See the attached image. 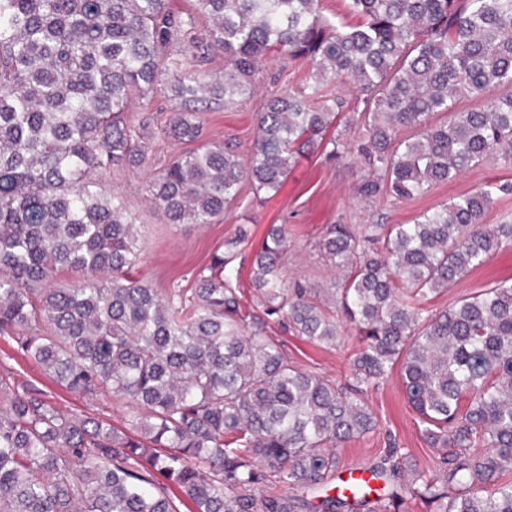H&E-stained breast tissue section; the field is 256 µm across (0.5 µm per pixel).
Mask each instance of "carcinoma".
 Returning <instances> with one entry per match:
<instances>
[{"instance_id":"carcinoma-1","label":"carcinoma","mask_w":512,"mask_h":512,"mask_svg":"<svg viewBox=\"0 0 512 512\" xmlns=\"http://www.w3.org/2000/svg\"><path fill=\"white\" fill-rule=\"evenodd\" d=\"M194 2L182 16L168 0H0V337L63 390L129 408L121 428L71 414L0 366V512H179L173 487L192 512H391L407 496L430 512H512V279L429 307L512 246L511 215L483 223L509 187L489 179L411 224L329 225V304L286 283L288 236L271 226L254 304L315 344L341 341V316L359 341L348 390L246 322L237 241L193 288L135 278L137 225L98 180L147 164L168 223L212 224L244 182L277 192L319 148L367 168L361 196L398 202L484 161L512 165V92L496 94L512 88V0H346L354 23L325 19L322 0ZM213 54L224 70L207 74ZM270 55L308 61L311 76L270 94L247 158L212 142L151 161L132 99L168 90L180 111L163 134L192 144L199 106L250 98ZM468 97L483 106L459 110ZM394 374L432 465L389 495L367 480L330 494L342 444L378 424L357 394ZM403 458L386 449L371 478ZM276 482L303 493L262 490Z\"/></svg>"}]
</instances>
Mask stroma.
Returning a JSON list of instances; mask_svg holds the SVG:
<instances>
[{
  "label": "stroma",
  "instance_id": "stroma-1",
  "mask_svg": "<svg viewBox=\"0 0 512 512\" xmlns=\"http://www.w3.org/2000/svg\"><path fill=\"white\" fill-rule=\"evenodd\" d=\"M309 73V65L299 61L268 62L259 75L252 98L230 109L214 104L203 112V142L231 140L239 143L241 148H249L255 137V114L269 94L297 86ZM177 108V102L163 92L154 94L150 101L136 99L131 104L137 117L149 121L151 136L147 143L154 158L165 160L184 150L183 145L167 141L162 133L169 113ZM150 176V168L140 166L109 174L104 179L108 192L126 200L130 216L138 226L143 248L137 278L156 288L190 287L197 273L210 264L213 255L225 251L227 241L243 229L248 237L237 247V262L241 266V288L249 290L252 257L271 225L282 224L289 238L283 264L286 281L301 283L321 295L333 287L336 276L318 246L328 225L402 223L451 197L477 189L485 179L512 183V167L485 162L453 181L440 183L422 199L395 203L386 198L363 200L356 197L358 170L317 152L301 160L278 193L268 192L260 196L251 188H243L241 196L222 217L205 225L167 223L145 192ZM507 278H512V247L496 252L484 265L471 270L453 288L441 292L432 305L437 309L446 308L462 294ZM267 323V336L296 365L334 383H347L350 353L355 345L351 331H344V341L340 345L326 346L301 340L290 333L287 326L279 324L277 318H268ZM27 374L39 387L53 391L69 412L90 409L116 425L122 423L128 413L127 407L112 397L89 400L55 387L36 369H28ZM364 401L378 418L379 426L363 439L344 445L342 454L349 468L342 471L340 477L348 479L353 467L359 473H366L394 443L405 451L400 464L401 474L371 483L372 488L389 492L403 483L404 471L425 468L433 454L419 433L418 422L406 404L397 380L369 391Z\"/></svg>",
  "mask_w": 512,
  "mask_h": 512
}]
</instances>
